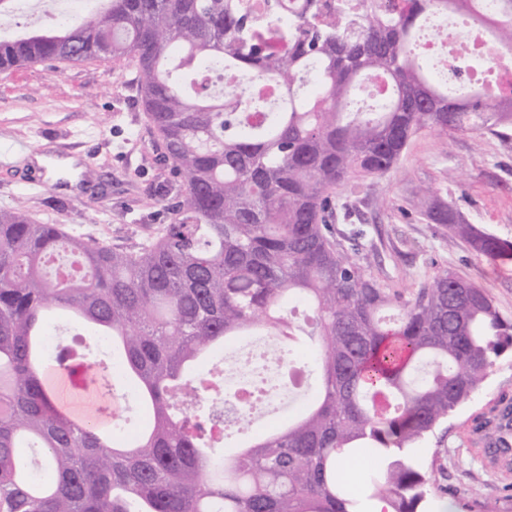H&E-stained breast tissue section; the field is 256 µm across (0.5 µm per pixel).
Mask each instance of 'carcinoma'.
Returning a JSON list of instances; mask_svg holds the SVG:
<instances>
[{
	"label": "carcinoma",
	"mask_w": 512,
	"mask_h": 512,
	"mask_svg": "<svg viewBox=\"0 0 512 512\" xmlns=\"http://www.w3.org/2000/svg\"><path fill=\"white\" fill-rule=\"evenodd\" d=\"M57 29L0 40V68L129 57L181 205L146 243L114 248L0 207V512H427L417 456L512 354V317L447 271L392 293L333 239L331 190L391 172L425 130L512 140V92L443 81L423 51L428 20L452 18L512 51V0H101ZM209 63L236 81L211 96ZM275 84L272 104L256 87ZM492 264L512 242L447 204L426 213ZM63 309L119 344L148 407L131 440L112 420L105 368L61 349L90 408L61 402L48 366L49 313ZM277 344L318 395L286 427L213 457L210 400L187 367L237 336ZM379 464L361 497L337 464Z\"/></svg>",
	"instance_id": "carcinoma-1"
}]
</instances>
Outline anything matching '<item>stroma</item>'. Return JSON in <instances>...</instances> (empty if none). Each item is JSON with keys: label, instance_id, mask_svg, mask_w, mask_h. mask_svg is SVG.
Returning a JSON list of instances; mask_svg holds the SVG:
<instances>
[{"label": "stroma", "instance_id": "obj_1", "mask_svg": "<svg viewBox=\"0 0 512 512\" xmlns=\"http://www.w3.org/2000/svg\"><path fill=\"white\" fill-rule=\"evenodd\" d=\"M133 60L41 63L0 70V155L24 144L30 153L90 158L80 198L53 187L57 167L0 165V206L23 202L41 224H63L74 233L116 248L157 236L180 192L155 203L159 185L174 183L168 164L152 150L154 131L135 84ZM433 193H424V186ZM454 206L488 233L512 241V141L481 133L412 138L399 164L382 177H350L333 197V236L367 262L391 290L410 295L421 283L454 270L485 288L501 312L512 316V263L492 264L443 226L425 217L435 200ZM512 397V356L500 359L483 385L461 404L419 451L439 458L430 499L465 512L479 499L491 512H512V464L493 470L487 453L470 440L475 422Z\"/></svg>", "mask_w": 512, "mask_h": 512}]
</instances>
